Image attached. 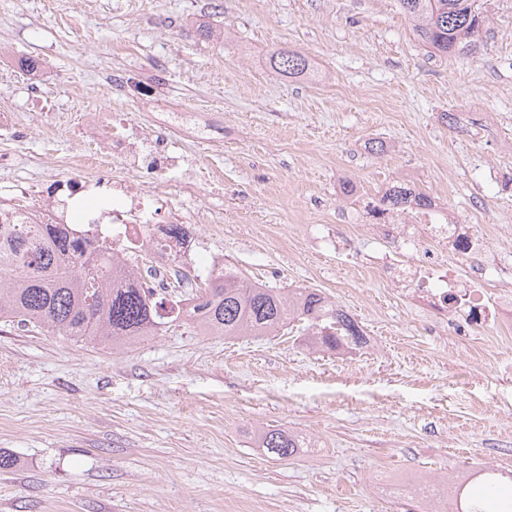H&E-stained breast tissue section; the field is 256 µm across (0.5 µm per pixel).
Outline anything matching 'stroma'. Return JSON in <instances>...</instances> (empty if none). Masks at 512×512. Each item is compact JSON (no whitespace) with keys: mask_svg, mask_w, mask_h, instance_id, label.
<instances>
[{"mask_svg":"<svg viewBox=\"0 0 512 512\" xmlns=\"http://www.w3.org/2000/svg\"><path fill=\"white\" fill-rule=\"evenodd\" d=\"M485 7L476 54L433 57L397 0H0L13 54L0 109L37 98L55 114L49 129L0 131L17 161L0 186L89 150L80 114L125 107L109 83L133 70L152 99L131 119L197 113L211 140L176 143L192 171L224 177L214 195L162 176L159 194L222 216L224 259L247 278L320 291L367 338L312 353L288 329L225 339L172 324L105 350L0 320V451L17 460L0 471V512H407L401 474L512 475V335L427 334V314L374 275L387 244L365 229L407 183L471 225L488 275L512 271V0ZM278 48L313 75L272 70ZM340 224L363 227L347 257L326 239ZM268 426L311 446L277 459L252 441Z\"/></svg>","mask_w":512,"mask_h":512,"instance_id":"1","label":"stroma"}]
</instances>
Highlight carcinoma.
<instances>
[{
    "label": "carcinoma",
    "mask_w": 512,
    "mask_h": 512,
    "mask_svg": "<svg viewBox=\"0 0 512 512\" xmlns=\"http://www.w3.org/2000/svg\"><path fill=\"white\" fill-rule=\"evenodd\" d=\"M412 29L430 52L469 55L489 21L480 0H398ZM269 65L288 78L311 75L307 57L281 48ZM388 210H426L433 200L411 188L393 186L382 196ZM109 240L73 238L64 224L0 223V318L98 345L114 346L155 336L178 319L208 336H269L302 321L306 345L336 352L364 343L359 324L321 293L306 288H266L228 264L211 273L206 287L185 303L169 301L149 288L112 283L98 274L110 263ZM255 445L280 460L307 447L299 436L280 428L254 432ZM479 512H502L512 491L502 482L476 480L467 488Z\"/></svg>",
    "instance_id": "carcinoma-1"
}]
</instances>
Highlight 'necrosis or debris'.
Instances as JSON below:
<instances>
[{
    "label": "necrosis or debris",
    "instance_id": "obj_1",
    "mask_svg": "<svg viewBox=\"0 0 512 512\" xmlns=\"http://www.w3.org/2000/svg\"><path fill=\"white\" fill-rule=\"evenodd\" d=\"M187 129L199 137L204 134L195 114L179 108L171 110L166 125L136 135L129 116L88 110L78 134L93 149L69 157L74 178L61 181L47 175L16 185L0 195V215L10 224H64L73 233L108 239L118 260L135 249L153 252L156 264L139 283L144 288L164 287L173 254L189 251L187 240L167 237V225L216 224L220 218L134 191L124 180L110 179L109 171L117 161L131 174L184 172V157L171 134ZM377 230L395 249L412 243L419 252L418 258L406 262H379L373 268L378 277L407 287L436 321L452 322L462 335L483 325L512 333V296L488 291L480 278L464 280L446 267L448 257L474 260L480 255L482 246L470 225L446 213L427 212L417 214L414 223H383Z\"/></svg>",
    "mask_w": 512,
    "mask_h": 512
}]
</instances>
